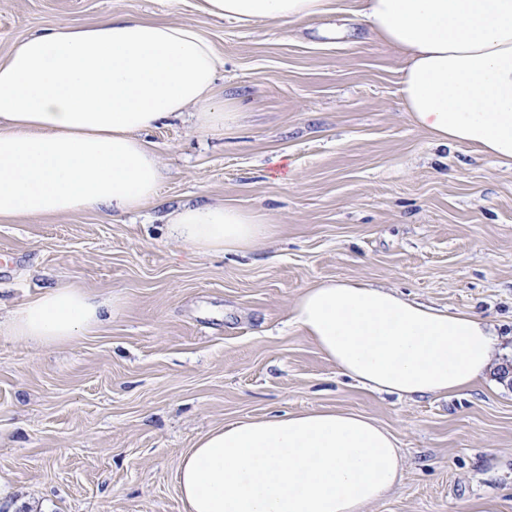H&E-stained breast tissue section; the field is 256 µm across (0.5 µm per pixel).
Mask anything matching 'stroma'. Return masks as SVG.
<instances>
[{
    "instance_id": "1",
    "label": "stroma",
    "mask_w": 512,
    "mask_h": 512,
    "mask_svg": "<svg viewBox=\"0 0 512 512\" xmlns=\"http://www.w3.org/2000/svg\"><path fill=\"white\" fill-rule=\"evenodd\" d=\"M362 0L283 26L212 18L188 0H0V56L42 29L112 14L197 28L222 59L216 111L143 131L154 201L0 223V317L77 284L121 314L58 347L0 331V512H184L176 467L212 428L335 409L395 436L402 479L363 512H512V165L442 147L406 117L402 60L370 38ZM221 203L277 233L245 255L171 239L169 213ZM327 279L383 286L492 329L471 390L398 397L339 374L292 323Z\"/></svg>"
}]
</instances>
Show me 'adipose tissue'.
I'll list each match as a JSON object with an SVG mask.
<instances>
[{"label":"adipose tissue","mask_w":512,"mask_h":512,"mask_svg":"<svg viewBox=\"0 0 512 512\" xmlns=\"http://www.w3.org/2000/svg\"><path fill=\"white\" fill-rule=\"evenodd\" d=\"M328 0H197L218 19L293 24ZM361 16L403 60L399 92L413 125L440 145L512 162V0H363ZM221 59L195 28L130 15L60 23L0 58V223L84 209L130 213L154 200L158 157L141 131L197 109L200 129L230 125L211 90ZM169 235L199 253H242L276 232L258 212L197 204ZM119 295L75 284L14 312L8 336L55 347L101 327ZM293 323L341 375L375 393L472 389L491 362L493 333L451 313L358 281L305 289ZM402 477L394 436L333 410L241 420L205 433L177 465L186 512H363Z\"/></svg>","instance_id":"ef3b65f1"}]
</instances>
